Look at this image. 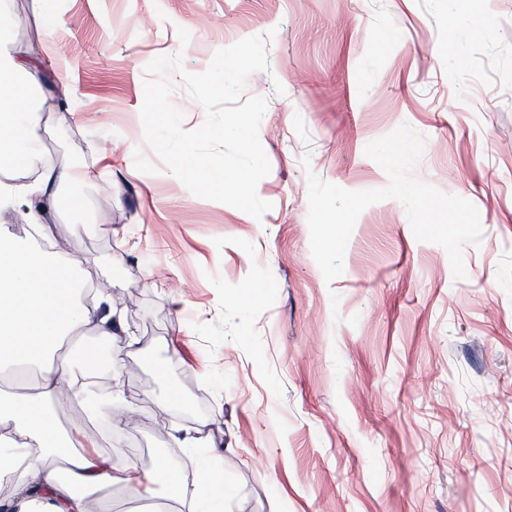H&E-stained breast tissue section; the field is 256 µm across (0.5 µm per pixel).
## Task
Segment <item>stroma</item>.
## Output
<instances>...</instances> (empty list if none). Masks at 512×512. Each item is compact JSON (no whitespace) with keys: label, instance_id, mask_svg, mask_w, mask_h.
Returning a JSON list of instances; mask_svg holds the SVG:
<instances>
[{"label":"stroma","instance_id":"stroma-1","mask_svg":"<svg viewBox=\"0 0 512 512\" xmlns=\"http://www.w3.org/2000/svg\"><path fill=\"white\" fill-rule=\"evenodd\" d=\"M61 13L50 27L36 0H8L29 33L14 53L70 85L79 112L38 93L44 154L86 173L58 187L85 206L59 207L53 234L121 308L94 389L119 390L134 421L112 432L87 414L86 451L143 476L165 460L192 482L197 451L177 439L201 433L235 512H512V0H62ZM257 35L268 68L241 98L267 101L260 220L192 194L140 119L151 60L179 53L199 73ZM405 123L425 138L414 176L479 212L466 275L387 199L358 217L326 283L308 177L386 187L364 149ZM130 291L141 309L123 307Z\"/></svg>","mask_w":512,"mask_h":512}]
</instances>
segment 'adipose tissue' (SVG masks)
Here are the masks:
<instances>
[{"label":"adipose tissue","mask_w":512,"mask_h":512,"mask_svg":"<svg viewBox=\"0 0 512 512\" xmlns=\"http://www.w3.org/2000/svg\"><path fill=\"white\" fill-rule=\"evenodd\" d=\"M13 42L12 28L0 23V210L28 205L40 241L0 229V368L35 369L38 392L27 395L18 383L0 387V480L14 482L16 512H89L90 493L117 485L144 498L162 493L169 512H233L232 496L213 477V459L203 452L197 460L201 478L189 491L177 467L161 466L144 480L130 464L77 451L79 425L64 435L57 431L50 407L63 386L82 408L109 413L111 429L125 425L112 394L92 397L90 378L101 366L97 349L82 350L75 362L57 355L68 336L83 331L110 342L120 315L109 294L83 300L73 280L76 261L41 245L57 206L54 185L78 183L84 171L76 160L46 166L37 135L42 114L32 103L40 69L35 61L19 60ZM33 170L40 173L37 181L18 183V174Z\"/></svg>","instance_id":"adipose-tissue-1"}]
</instances>
